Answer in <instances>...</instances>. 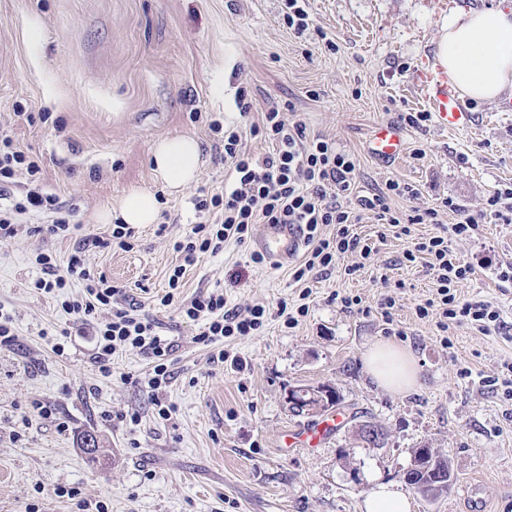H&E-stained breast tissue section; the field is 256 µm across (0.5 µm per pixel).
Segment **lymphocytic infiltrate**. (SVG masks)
Instances as JSON below:
<instances>
[{"label": "lymphocytic infiltrate", "mask_w": 512, "mask_h": 512, "mask_svg": "<svg viewBox=\"0 0 512 512\" xmlns=\"http://www.w3.org/2000/svg\"><path fill=\"white\" fill-rule=\"evenodd\" d=\"M253 135L268 140L272 152L256 156L242 151L238 131L225 130L224 157L232 166L233 179L223 192L210 199H196L195 208L201 213H213L214 221L193 225L174 244L181 262L168 278V291L161 297L162 306L178 305L184 321L197 324L195 343L212 347L214 363L242 367L238 357L219 348L227 338L252 335L268 320L265 307L254 306L238 310L227 305L222 292H202L191 300L179 301L182 279L189 266L201 255L217 253L225 244L244 245L257 224H301L306 228L305 251L291 269L296 284L307 283L316 269L335 267L346 253L359 252L368 260L378 252L377 245L387 236L411 238L404 259L413 264L423 262L433 280V286L415 312L419 319L434 321L444 346H452L451 334L466 327L489 336L502 332L505 326L502 311L485 300L462 297L459 286L475 274L473 263L461 260L449 247V238L470 239L480 225L490 221L512 223V188L494 189L487 195L482 210L470 213L461 210L452 198L441 199L434 206H418L417 189L408 183L390 180L368 194L357 192L359 171L356 158L337 150L335 142L310 138L301 123H286L278 109L266 112L261 125L253 127ZM25 172L31 184L24 198L0 204V236L17 233V218L23 214H49L53 220L46 231L52 236H68L74 227L58 196L43 192L38 183L41 166L33 157L18 150L10 135L0 134V197L8 192L18 172ZM409 200L410 206L392 208L390 197ZM354 198V206H345V198ZM457 213L456 223L442 222L444 212ZM371 220L377 224L375 238L360 239L353 225ZM335 225V234H325L324 228ZM416 224H434L433 235L412 239ZM134 233L128 225L112 227L110 239L89 236L79 241L66 267H59L51 255L38 254L39 276L32 286L37 293L53 295L69 287L71 278L83 282L80 295L62 301L61 307L87 327L92 338L93 360L103 377L112 375V357L120 350L136 349L152 360L144 385L154 395L155 413L167 418L172 407L161 399L171 377L174 344L161 332V324L142 306L129 300L124 289L112 286L106 278L95 276L85 265L87 252L115 244L130 248Z\"/></svg>", "instance_id": "obj_1"}]
</instances>
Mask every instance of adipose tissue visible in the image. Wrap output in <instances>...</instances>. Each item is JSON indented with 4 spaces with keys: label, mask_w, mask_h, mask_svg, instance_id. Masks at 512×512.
Instances as JSON below:
<instances>
[{
    "label": "adipose tissue",
    "mask_w": 512,
    "mask_h": 512,
    "mask_svg": "<svg viewBox=\"0 0 512 512\" xmlns=\"http://www.w3.org/2000/svg\"><path fill=\"white\" fill-rule=\"evenodd\" d=\"M437 62L447 69L460 91L478 101L496 99L512 87V0L490 9L461 10L442 19L435 47ZM153 171L173 193H181L197 178L201 167L198 141L174 135L156 142ZM159 209L155 196L137 190L103 210L98 219L120 221L132 227L155 223ZM368 373L384 389L399 394L418 384L413 354L391 341L375 343L365 355Z\"/></svg>",
    "instance_id": "1"
}]
</instances>
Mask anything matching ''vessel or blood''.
Listing matches in <instances>:
<instances>
[{
	"mask_svg": "<svg viewBox=\"0 0 512 512\" xmlns=\"http://www.w3.org/2000/svg\"><path fill=\"white\" fill-rule=\"evenodd\" d=\"M414 81L438 126L446 130H457L470 125L473 119L471 106L450 81L446 69L428 61L422 62L415 72ZM404 150L403 132L395 124L378 126L368 145L369 153L381 161L396 159ZM303 246V233L296 224L266 225L254 243L256 251L263 254L273 266L293 260ZM342 423V415H329L303 428L285 432L282 445L287 449L297 446L309 450L319 448Z\"/></svg>",
	"mask_w": 512,
	"mask_h": 512,
	"instance_id": "vessel-or-blood-1",
	"label": "vessel or blood"
}]
</instances>
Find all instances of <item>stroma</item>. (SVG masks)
I'll return each mask as SVG.
<instances>
[{"instance_id":"stroma-1","label":"stroma","mask_w":512,"mask_h":512,"mask_svg":"<svg viewBox=\"0 0 512 512\" xmlns=\"http://www.w3.org/2000/svg\"><path fill=\"white\" fill-rule=\"evenodd\" d=\"M281 7L282 0H0V131L39 156L41 188L72 204L78 235L110 234L97 215L129 191L155 195L165 233L135 228L131 248L91 252L86 264L125 289L176 344L162 394L173 411L162 419L139 383L151 368L147 355L119 351L112 377H101L90 337L77 335L59 299L31 286L35 256L65 263L73 238L35 234L46 216H19L17 234L0 237V312L17 334L14 346L0 349V512L32 504L71 512L70 501L54 497L58 487L79 488L108 512H361L377 483L403 484L422 446L449 459L457 481L430 497L409 492L412 512H469L461 488L474 480L484 484V512H512V403L490 385L512 358V341L460 328L453 348L443 346L434 322L415 314L432 280L424 267L404 264L405 240L388 237L367 264L345 254L304 286L288 266L250 263L249 244L202 255L184 276V298L220 289L229 306L274 313L254 335L225 340L245 362L241 371L210 363V348L194 341L197 325L157 303L179 262L174 242L199 220L194 198L230 179L215 121L239 128L243 147L262 155L270 145L249 128L279 109L307 135L354 155L360 189L398 180L415 186L424 205L451 197L477 211L489 191L512 185V112L496 100L473 102L474 120L462 130L431 120L404 126L407 150L396 160L367 150L377 125L425 109L410 77L438 38L432 0H309L311 21L300 35L283 23ZM328 38L336 51L325 47ZM243 86L245 115L236 103ZM176 134L197 138L203 165L195 183L173 195L151 156L160 138ZM416 148L424 159H414ZM483 244L496 262L512 264V224H483L475 238L450 241L468 262ZM352 265L356 273L345 275ZM388 279L405 286L387 289ZM306 286L309 313L288 327L276 311L298 303ZM461 293L493 302L512 324V281L480 269ZM388 294L402 331L396 342L419 367L418 387L399 395L379 387L364 363L386 338L379 303ZM348 295L361 297L359 308L343 307ZM52 326L72 334L64 355L40 337ZM464 366L471 377L460 376ZM321 385L339 394L343 427L317 451L281 450L284 432L315 419L290 409L289 390ZM41 405L50 418L39 416ZM366 422L386 430L380 446L359 439ZM88 433L100 442L93 457L81 446Z\"/></svg>"}]
</instances>
